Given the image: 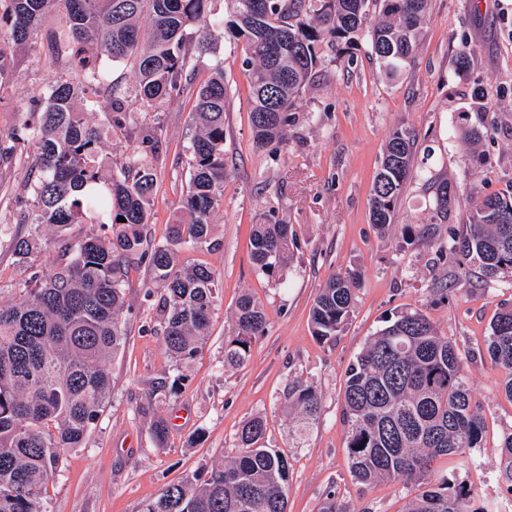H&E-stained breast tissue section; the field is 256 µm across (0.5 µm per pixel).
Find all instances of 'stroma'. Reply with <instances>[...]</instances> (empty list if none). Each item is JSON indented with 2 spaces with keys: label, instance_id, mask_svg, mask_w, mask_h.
I'll list each match as a JSON object with an SVG mask.
<instances>
[{
  "label": "stroma",
  "instance_id": "obj_1",
  "mask_svg": "<svg viewBox=\"0 0 512 512\" xmlns=\"http://www.w3.org/2000/svg\"><path fill=\"white\" fill-rule=\"evenodd\" d=\"M469 53L472 61L459 67ZM50 49L38 38L35 50L20 53L9 84L0 88V133L20 122L21 112L43 102L56 79L76 81L79 68L55 70ZM244 43L212 41L202 54L198 79L216 61L224 63L231 98L224 116V207L214 217L212 249H183L187 262H203L220 276L211 334L190 361L176 363L163 342L162 292L148 289L146 265L130 261L122 313L128 334L111 355L109 402L84 447L68 451L44 500L46 512H140L168 484L216 465L238 451L244 421L268 419L267 447L283 451L290 464L288 512H318L335 490L348 512H403L409 499L402 483L372 487L353 480L341 421L345 372L386 316L403 307L422 309L456 344L486 433L471 452L474 465L460 467L441 456L437 475H455L482 503L512 512V493L497 483L499 441L512 431V399L485 352L489 323L501 305H512V270L481 279L478 270L460 273L454 256H440L448 232L460 229L474 199L468 192L512 191V0H428L424 33L413 62L390 74L371 55L370 35L354 36L349 49L330 42L318 49L310 84L297 99L282 143L265 147L249 123L248 69ZM107 79L83 104L88 120L108 124L110 90L118 88L130 115L127 129H110L100 156L113 169L132 158L144 132L158 136L156 185L144 248L164 241L186 191L191 93L172 95L144 107L135 94L131 65L103 62ZM482 122L480 141L465 133ZM409 130L415 140L416 172L399 205V227L381 233L370 222L373 176L390 134ZM28 156L0 162V223L26 235L23 216L31 197L24 183ZM448 180L459 194L438 223L431 180ZM275 219L299 240L283 282L255 271L250 259L253 224ZM434 224L433 245L403 235L405 224ZM56 256L43 246L27 261L0 242V302L8 303L31 272L46 270ZM360 273L354 314L344 331L322 340L312 333L309 314L318 289L337 271ZM253 293L264 305L268 326L255 341L248 363L224 369V340L232 329L237 298ZM312 383L322 396L320 420L302 436L281 397L293 379ZM166 400L156 412L170 427L157 444L149 418L139 408L156 382Z\"/></svg>",
  "mask_w": 512,
  "mask_h": 512
}]
</instances>
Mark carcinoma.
<instances>
[{
	"instance_id": "obj_1",
	"label": "carcinoma",
	"mask_w": 512,
	"mask_h": 512,
	"mask_svg": "<svg viewBox=\"0 0 512 512\" xmlns=\"http://www.w3.org/2000/svg\"><path fill=\"white\" fill-rule=\"evenodd\" d=\"M233 2L235 20L226 26L208 17L207 0H0V85L55 9L61 22L50 37L52 62L83 72L80 83L54 81L46 102L32 105L20 128L0 135V160L35 147L26 181L29 232L14 235L0 224V240H9L23 262L47 231L57 249L49 273H32L17 301L0 302V512H44V494L62 452L83 447L108 403L107 359L127 335L121 317L127 259L144 262L152 284L164 291L170 358H192L209 336L219 275L205 263L181 261L180 248L210 247L214 216L224 206V63L209 68L196 92L183 212L169 225L165 242L145 250L156 183L153 136L142 135L141 150L119 174L102 171L101 134L81 109L99 81L101 61H133L138 96L152 107L191 84L190 29L198 28L199 51L217 31L242 39L249 54L250 126L255 141L269 145L283 140L295 101L313 78L322 41H348L369 27L371 55L396 73L413 61L425 24L426 0ZM372 5L379 8L374 22ZM110 109L109 125L123 127V99L112 95ZM413 145L407 130H395L374 177L370 220L383 233L397 223ZM432 188L436 216L446 222L456 192L446 180ZM76 224L88 230L75 236ZM463 227L461 234L448 235V253L458 256L459 269L476 262L485 278L512 269V194L476 197ZM403 231L428 242L435 235L430 224H405ZM296 247L289 225L270 219L252 225L258 274L282 279ZM358 277L339 271L327 278L310 309L315 336L327 340L349 323ZM267 325L262 303L242 294L224 341L225 369L247 363ZM486 346L512 399V306L490 323ZM284 401L303 429L319 418L321 396L301 379L288 384ZM342 421L354 480L366 486L403 482L411 490L405 512H497L475 505L465 485L433 473L438 456L471 462L466 451L482 447L485 425L456 344L422 310L392 313L350 364ZM266 430V417L248 419L237 436V456L167 485L142 512H287L288 456L265 446ZM499 448L497 480L512 493V432L501 437Z\"/></svg>"
}]
</instances>
